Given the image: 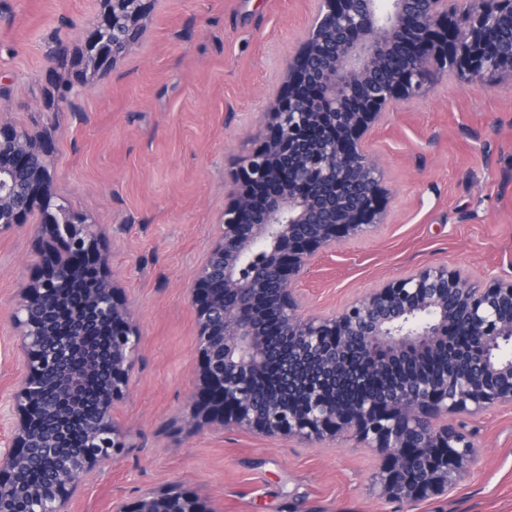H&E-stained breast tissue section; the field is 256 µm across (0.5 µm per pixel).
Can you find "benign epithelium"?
Returning a JSON list of instances; mask_svg holds the SVG:
<instances>
[{"label": "benign epithelium", "instance_id": "1", "mask_svg": "<svg viewBox=\"0 0 512 512\" xmlns=\"http://www.w3.org/2000/svg\"><path fill=\"white\" fill-rule=\"evenodd\" d=\"M151 0H100L72 62L69 86L108 70L115 36L136 31ZM300 52L284 68V89L264 113L261 144L227 187L218 233L190 289L199 336V386L188 424L240 428L307 442L353 433L380 458L371 481L400 502L448 494L477 446L446 418L512 407V276L485 283L469 272L425 264L353 298L332 313L305 314L294 284L315 258L383 223L386 170L366 133L398 104L426 96L435 72L488 84L512 73V43L489 47L492 28L512 34V0H316ZM408 61L394 66L399 48ZM325 135L309 140L312 129ZM46 146L0 119V236L27 224L62 249L17 290L10 317L23 354L0 450V512L26 492L46 512H70L81 477L102 470L124 447L113 409L126 394L139 342L134 310L118 296L101 248L105 228L52 204ZM318 186L307 194L302 187ZM112 330L106 381L96 412L81 423L87 447L42 484L22 473L42 448L61 447L82 417L85 380L101 371L84 325ZM464 325L474 355L462 376L416 371L380 397L349 399L334 381L358 348L369 376L409 357L448 348ZM280 337L278 345L269 336ZM113 512H206L180 491L145 492Z\"/></svg>", "mask_w": 512, "mask_h": 512}]
</instances>
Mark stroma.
Masks as SVG:
<instances>
[{"label": "stroma", "instance_id": "stroma-1", "mask_svg": "<svg viewBox=\"0 0 512 512\" xmlns=\"http://www.w3.org/2000/svg\"><path fill=\"white\" fill-rule=\"evenodd\" d=\"M98 0H0V109L48 137L55 196L107 227L110 268L140 329L132 385L114 408L125 446L83 478L73 512H111L149 489L211 512H512V407L453 422L481 452L448 496L391 502L370 487L377 458L353 437L308 444L229 425L190 430L198 336L195 270L254 150L261 112L300 48L314 0H152L113 67L44 110L69 79ZM369 143L393 197L371 236L316 258L296 284L307 312L331 311L428 263L488 280L512 275V76L484 88L451 74L398 105ZM33 227L0 238V407L20 350L9 320L38 276Z\"/></svg>", "mask_w": 512, "mask_h": 512}]
</instances>
